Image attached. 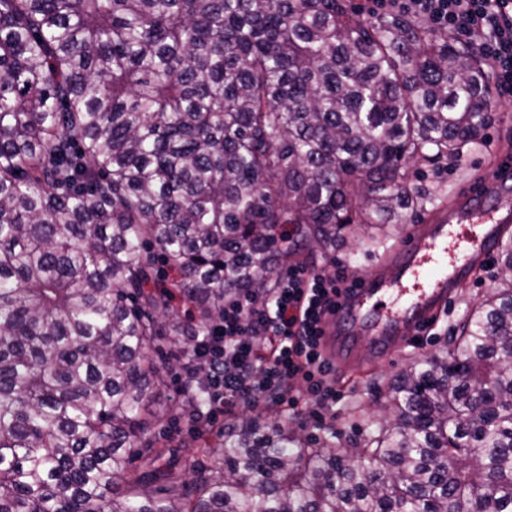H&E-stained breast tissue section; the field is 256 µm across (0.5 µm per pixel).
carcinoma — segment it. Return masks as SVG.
<instances>
[{
    "instance_id": "1",
    "label": "carcinoma",
    "mask_w": 512,
    "mask_h": 512,
    "mask_svg": "<svg viewBox=\"0 0 512 512\" xmlns=\"http://www.w3.org/2000/svg\"><path fill=\"white\" fill-rule=\"evenodd\" d=\"M490 106L474 47L348 0H0V512H512L511 243L364 445L243 413L186 482L150 439L206 401L160 396L174 299L204 327L264 294L279 224L405 223L407 162Z\"/></svg>"
}]
</instances>
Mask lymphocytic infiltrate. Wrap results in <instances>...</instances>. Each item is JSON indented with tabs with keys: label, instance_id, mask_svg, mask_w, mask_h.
Masks as SVG:
<instances>
[{
	"label": "lymphocytic infiltrate",
	"instance_id": "1",
	"mask_svg": "<svg viewBox=\"0 0 512 512\" xmlns=\"http://www.w3.org/2000/svg\"><path fill=\"white\" fill-rule=\"evenodd\" d=\"M374 2L477 46L498 88L512 95V0ZM344 278L340 268L330 273L295 264L265 295L226 299L223 319L193 338V357L207 371L209 405L189 416L188 433L204 436L220 417L266 399L296 413L341 401L336 369L321 345V324Z\"/></svg>",
	"mask_w": 512,
	"mask_h": 512
}]
</instances>
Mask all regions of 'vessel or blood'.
Returning <instances> with one entry per match:
<instances>
[{
  "instance_id": "vessel-or-blood-1",
  "label": "vessel or blood",
  "mask_w": 512,
  "mask_h": 512,
  "mask_svg": "<svg viewBox=\"0 0 512 512\" xmlns=\"http://www.w3.org/2000/svg\"><path fill=\"white\" fill-rule=\"evenodd\" d=\"M511 188L506 152L468 181L436 223L412 227L387 260L347 279L322 323V345L338 372L362 373V345L376 360H390L435 325L502 243V229L512 222Z\"/></svg>"
}]
</instances>
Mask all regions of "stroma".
Listing matches in <instances>:
<instances>
[{
	"instance_id": "stroma-1",
	"label": "stroma",
	"mask_w": 512,
	"mask_h": 512,
	"mask_svg": "<svg viewBox=\"0 0 512 512\" xmlns=\"http://www.w3.org/2000/svg\"><path fill=\"white\" fill-rule=\"evenodd\" d=\"M493 120L483 130L482 139L461 158L439 156L428 162L409 163L407 171L412 188L423 200L422 207L408 213L405 224L389 234H375L374 238H350L326 251H295L292 263L317 268H331L338 263L346 272L356 276L367 274L371 268L385 260L407 230L408 225L426 223L428 217L444 205L452 203L459 187L472 177L485 173L496 156L512 152V96L492 95ZM497 267H481L478 274L463 288L441 314L431 336L423 346H410L388 362L372 359L369 347L360 354L367 366L361 375H349L336 380L343 399L335 409L328 411L325 424L303 413L290 417L289 422L309 446L317 448L327 444H362L381 415L380 405L388 385L395 376L411 364L427 356L452 350L458 324L468 310L478 304L497 284ZM166 450V457L182 480H192L202 460L197 448L200 439L189 434H172L170 427L157 428L151 435Z\"/></svg>"
}]
</instances>
